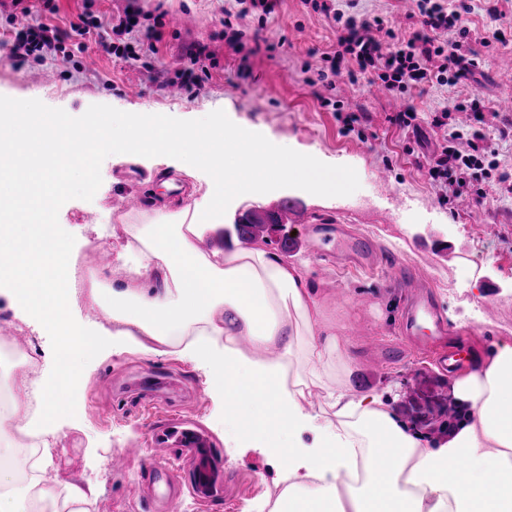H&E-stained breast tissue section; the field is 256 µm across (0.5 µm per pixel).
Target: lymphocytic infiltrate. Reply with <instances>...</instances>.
<instances>
[{
  "label": "lymphocytic infiltrate",
  "mask_w": 512,
  "mask_h": 512,
  "mask_svg": "<svg viewBox=\"0 0 512 512\" xmlns=\"http://www.w3.org/2000/svg\"><path fill=\"white\" fill-rule=\"evenodd\" d=\"M417 12L411 31L402 33L383 18H368L346 13L322 4L320 10L338 25L337 49L331 57V73H339L344 58L354 61L346 71L349 82L371 72L390 93L401 95L411 87L431 84H456L471 77L479 67L476 54L461 41H445L441 35L461 26V9H448L442 0H417ZM485 106L479 97L456 103L433 118L437 128L447 134L437 153L427 164V174L440 188H452L444 203L454 204L463 191L485 197L481 183L488 177L485 160L489 148L482 136L463 126L449 127L453 112H472L475 121H483Z\"/></svg>",
  "instance_id": "lymphocytic-infiltrate-1"
}]
</instances>
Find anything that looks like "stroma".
I'll return each mask as SVG.
<instances>
[{
	"label": "stroma",
	"mask_w": 512,
	"mask_h": 512,
	"mask_svg": "<svg viewBox=\"0 0 512 512\" xmlns=\"http://www.w3.org/2000/svg\"><path fill=\"white\" fill-rule=\"evenodd\" d=\"M462 24L467 43L482 61L477 82L457 86L426 84L411 88L406 100L419 114L417 133L391 123L393 97L379 94L368 78L350 84L344 79L319 81L328 70L323 54L336 50L337 32L331 19L314 10L308 0H277L274 13L260 20L258 13L225 15V0H25L40 21L66 33L68 55L55 59H19L11 48L26 18L0 0V103L14 112L28 106L54 119L69 114L74 123L85 115L105 112L123 119L135 112L152 114L161 124L183 127L213 120L227 127L250 125L324 165L350 173L346 190L336 196L314 195L293 182H274L261 199L242 195L224 204L222 233H204V241L224 251L239 241L235 218L244 211L264 212L286 198L308 211L306 224H285L283 232L261 230L252 245L279 253L281 233L307 238L311 225H346L367 240L376 261L359 267L336 266L335 288H327L323 261L316 246L288 255L291 263L307 261L319 295L333 308H345L348 318L338 334L355 363L347 373L323 376L316 400L324 402L330 387L347 394L377 393L405 423L431 436L446 437L448 407L462 406L453 387L443 384L432 356L406 348L400 317L404 294L393 283L398 268L415 264L456 344L482 351L496 337L512 338V134L501 136L512 121V71L498 61L512 58V0H467ZM139 7V27L155 37L156 54L145 64L130 65L115 58L113 47L129 38L100 37L96 25ZM354 6L367 17L378 16L407 29L413 0H337L338 9ZM500 16L492 18L490 7ZM184 18L172 28V14ZM87 22L90 31L71 37L74 24ZM503 42L484 46L493 31ZM206 48L209 72L200 86L178 85L183 50ZM96 55L95 67L85 63ZM138 95H130V88ZM479 93L495 115L474 128L494 153L496 167L486 184L487 196L459 198L443 204L431 183L426 162L443 141L433 127L436 113ZM324 98L351 104L369 121L362 133H346ZM93 184L71 174L58 198L56 222L81 272L106 269L107 281L121 280L125 268L118 252L127 238L121 218L127 215L128 196L154 192L174 202L192 203L209 189L211 174L194 170L185 176L169 170L163 159L146 154L127 161L110 153L94 161ZM385 178H377V170ZM108 263H101V255ZM480 275L483 288L472 293L471 276ZM15 350L30 352L40 373L54 369V337L42 333L6 294L0 293V337ZM77 407L61 419L54 437L53 463L46 483L61 488L69 482L93 486L97 492L91 512H262L274 490L282 486V469L274 459L250 451L234 456L233 441L224 427L222 405L209 390L196 363L174 354L148 356L130 349L109 353L84 373L76 391ZM177 420L203 432L224 463L219 496L197 500L189 479L198 460L191 449L175 451L184 473L169 507H160L143 480L145 461L135 458L126 468L112 469L113 456L126 448L146 445L151 430Z\"/></svg>",
	"instance_id": "stroma-1"
}]
</instances>
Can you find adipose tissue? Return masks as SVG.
<instances>
[{
  "label": "adipose tissue",
  "mask_w": 512,
  "mask_h": 512,
  "mask_svg": "<svg viewBox=\"0 0 512 512\" xmlns=\"http://www.w3.org/2000/svg\"><path fill=\"white\" fill-rule=\"evenodd\" d=\"M109 123L98 113L79 126L61 118L38 122L32 132L12 129L6 144L16 163L0 169V282L58 341L57 367L40 383L33 424L44 436L55 435L88 363L106 349L162 355L174 348L202 365L241 447L285 461V485L271 512H512V340L494 341L456 379L470 410L449 441L426 440L370 391L313 409V374L349 370L354 358L328 326L309 267L251 246L207 255L195 245L203 231L222 229L228 190L258 195L284 168L309 192L331 195L344 189L346 173L257 140L246 125L229 138L215 123L159 134L148 114L130 117L118 136ZM64 151L88 183L94 156L104 152L128 160L176 155L180 170L203 166L214 174L208 193L182 208L149 199L135 235L139 259L111 293L109 335L69 316L74 258L57 234L53 206L65 180L57 164ZM240 336L250 337L251 351L237 346ZM29 400V386L18 381L12 412L0 417L1 456L12 453L13 434L31 425ZM307 431L316 434L310 446L301 440ZM382 457L389 467H378ZM93 496L75 483L62 498L49 488L21 487L14 470L0 465V512H23L34 497L52 512H87Z\"/></svg>",
  "instance_id": "obj_1"
}]
</instances>
